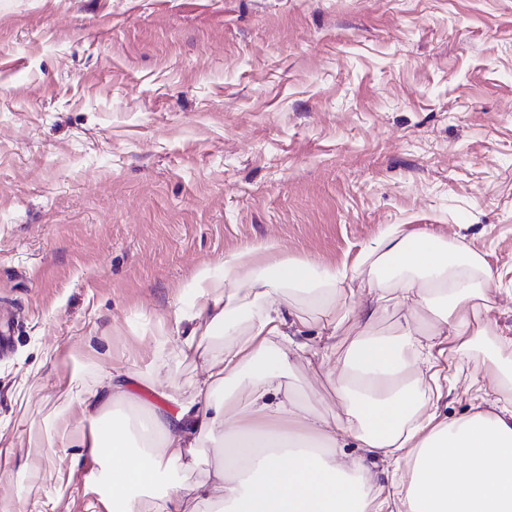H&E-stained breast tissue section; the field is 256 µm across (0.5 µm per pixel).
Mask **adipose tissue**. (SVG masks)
<instances>
[{
  "mask_svg": "<svg viewBox=\"0 0 512 512\" xmlns=\"http://www.w3.org/2000/svg\"><path fill=\"white\" fill-rule=\"evenodd\" d=\"M363 260L364 272L248 246L200 268L186 284L195 303L177 314L191 325L181 355L202 361L192 395L176 412L150 409L136 442L106 416L123 386H80L89 436L73 440L55 419L35 446L87 449L97 464L89 512H512V352L502 350L497 276L480 253L430 230L392 227ZM356 278L364 299L353 305L345 284ZM301 306L324 318V359L339 334L351 337L331 380L343 409L333 423L289 381L305 351ZM479 345L483 384L468 410L441 412L448 369L437 354L462 364ZM205 448L214 455L204 468Z\"/></svg>",
  "mask_w": 512,
  "mask_h": 512,
  "instance_id": "1",
  "label": "adipose tissue"
}]
</instances>
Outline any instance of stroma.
Returning a JSON list of instances; mask_svg holds the SVG:
<instances>
[{
	"mask_svg": "<svg viewBox=\"0 0 512 512\" xmlns=\"http://www.w3.org/2000/svg\"><path fill=\"white\" fill-rule=\"evenodd\" d=\"M481 252L512 338V0H0V505L87 512L83 448H35L72 378L176 411L197 269L262 242L353 266L392 225ZM294 376L335 420L312 327ZM65 494H58V487Z\"/></svg>",
	"mask_w": 512,
	"mask_h": 512,
	"instance_id": "1",
	"label": "stroma"
}]
</instances>
